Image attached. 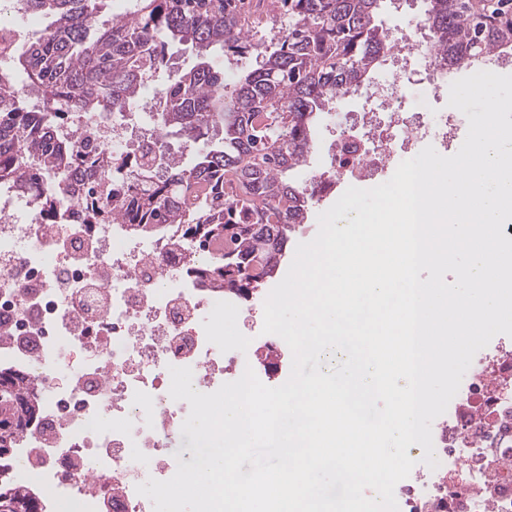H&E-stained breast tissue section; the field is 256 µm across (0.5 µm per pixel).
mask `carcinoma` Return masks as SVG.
<instances>
[{"instance_id":"cac0c4a2","label":"carcinoma","mask_w":512,"mask_h":512,"mask_svg":"<svg viewBox=\"0 0 512 512\" xmlns=\"http://www.w3.org/2000/svg\"><path fill=\"white\" fill-rule=\"evenodd\" d=\"M19 2L51 22L10 56L12 69L0 71V183L19 192L37 184L48 219L57 204L81 202L98 223L183 245L199 261L186 275L202 288L247 297L267 282L288 227L304 223L314 197L286 173L306 164L323 108L367 86L387 56L381 0H271L288 17L275 47L252 26L244 0H131L100 28L94 18L110 0ZM427 2L431 48L446 70L481 67L512 51V10ZM173 41L191 45L199 62L167 74L156 131L182 139L194 161L126 159L127 185L114 187L97 159L79 152L75 121L132 111L145 82L167 67ZM245 55L247 70L224 84V58ZM17 69L32 95L14 85ZM217 130L219 146L211 140ZM39 407L38 393L0 369V512H34L12 458Z\"/></svg>"}]
</instances>
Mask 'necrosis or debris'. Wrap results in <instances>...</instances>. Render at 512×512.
<instances>
[{
  "label": "necrosis or debris",
  "instance_id": "1",
  "mask_svg": "<svg viewBox=\"0 0 512 512\" xmlns=\"http://www.w3.org/2000/svg\"><path fill=\"white\" fill-rule=\"evenodd\" d=\"M385 78L372 104L351 115L330 144L329 172L313 176L315 196L341 186H377L390 163L426 146H447L452 112L406 111L405 85L438 97L447 78L426 25L389 36ZM80 137L129 155L151 135L128 119L82 121ZM184 250L129 235L120 224H90L81 207L46 221L32 199L0 186V363L39 388L40 417L24 437L32 469L50 471L72 512H153L137 485L177 470L168 452L189 404L172 399L170 367L192 371V390L210 394L253 369L262 383L282 370L287 343L274 334L222 341L205 322L238 297L185 287ZM72 371L58 379L56 369ZM437 468L397 483L399 512H512V339L487 345L432 430Z\"/></svg>",
  "mask_w": 512,
  "mask_h": 512
}]
</instances>
